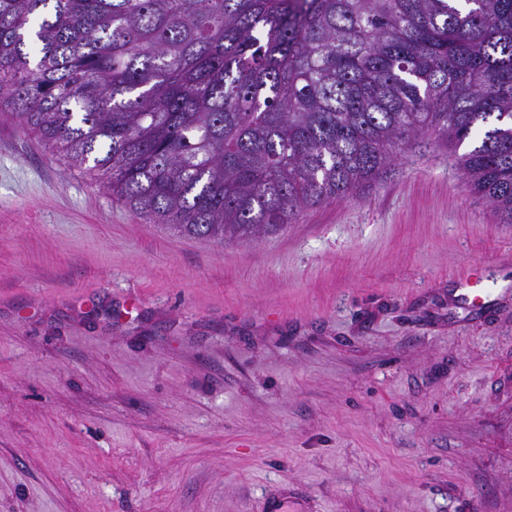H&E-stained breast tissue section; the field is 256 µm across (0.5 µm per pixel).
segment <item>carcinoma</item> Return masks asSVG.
I'll return each instance as SVG.
<instances>
[{
  "label": "carcinoma",
  "mask_w": 512,
  "mask_h": 512,
  "mask_svg": "<svg viewBox=\"0 0 512 512\" xmlns=\"http://www.w3.org/2000/svg\"><path fill=\"white\" fill-rule=\"evenodd\" d=\"M0 108L186 237L280 230L433 134L512 223V0H0Z\"/></svg>",
  "instance_id": "1"
}]
</instances>
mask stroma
I'll list each match as a JSON object with an SVG mask.
<instances>
[{
	"mask_svg": "<svg viewBox=\"0 0 512 512\" xmlns=\"http://www.w3.org/2000/svg\"><path fill=\"white\" fill-rule=\"evenodd\" d=\"M455 154L220 244L0 114V512H512V223Z\"/></svg>",
	"mask_w": 512,
	"mask_h": 512,
	"instance_id": "stroma-1",
	"label": "stroma"
}]
</instances>
